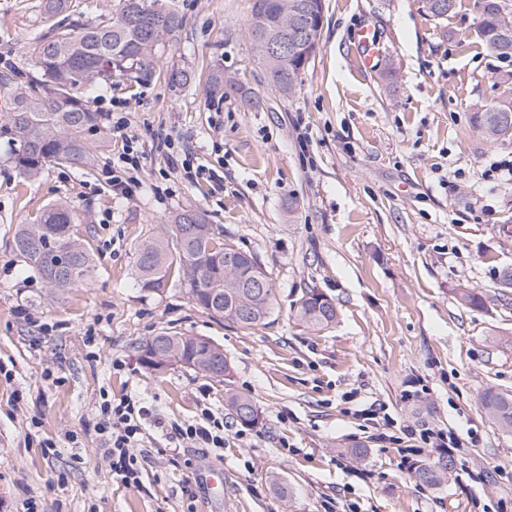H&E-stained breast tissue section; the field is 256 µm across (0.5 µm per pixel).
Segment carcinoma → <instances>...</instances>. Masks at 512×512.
<instances>
[{
  "instance_id": "carcinoma-1",
  "label": "carcinoma",
  "mask_w": 512,
  "mask_h": 512,
  "mask_svg": "<svg viewBox=\"0 0 512 512\" xmlns=\"http://www.w3.org/2000/svg\"><path fill=\"white\" fill-rule=\"evenodd\" d=\"M304 5L305 15L317 20L323 0H254L247 35L254 61L267 80L285 94L295 90L300 76L315 53L307 47L286 59H268L260 50L259 27L277 31L283 23V2ZM501 0H478L480 39L502 60L512 59V10L502 11ZM78 0H43V14L51 21L37 42L31 57V78L27 85L15 82L14 72L0 71V137L14 146L12 158L21 175L31 178L49 166H66L87 171L94 167L89 138L107 140L102 113L90 108L81 95L82 87L99 77H110L149 66L161 44L183 28V17L169 0H118L114 12L102 13L92 22L74 18ZM499 82L508 94L494 107L473 113L477 131L490 139L512 132V71L501 74ZM213 99L237 97L248 108L254 97L224 75L212 77L208 89ZM203 228L218 238L203 213L184 210L162 235L146 240L137 252V280L141 288L160 291L168 286V273L188 299L201 309L225 321L249 329L272 313L273 288H212L227 278L224 256L207 253L208 239L189 234L191 227ZM15 247L27 264L54 292L84 281L93 257L78 236L73 208L55 201L46 206L32 224H20ZM337 311L318 303L315 290L302 296L296 318L312 328L323 329L335 322ZM153 344L169 352V364L208 373L224 352L212 341L194 336L161 333L150 337ZM227 404L242 423L257 412L251 399L230 394ZM488 418L504 430H512V397L496 392L481 400ZM448 472L447 460L422 462L414 470L417 482L433 487Z\"/></svg>"
}]
</instances>
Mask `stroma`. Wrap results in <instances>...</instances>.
Returning a JSON list of instances; mask_svg holds the SVG:
<instances>
[{"label":"stroma","instance_id":"obj_1","mask_svg":"<svg viewBox=\"0 0 512 512\" xmlns=\"http://www.w3.org/2000/svg\"><path fill=\"white\" fill-rule=\"evenodd\" d=\"M185 25L141 80L89 85L97 112L126 103L124 135L95 144L85 175L50 166L23 178L0 137V512H512V431L485 414L487 391L512 395V186L482 179L512 159V135L489 140L471 115L502 95L506 63L477 36V0L444 19L424 0H325L316 52L292 94L254 62L253 0H174ZM370 27L384 54L362 68L352 38ZM42 0H0V70L17 84L44 33ZM183 69L187 84L174 85ZM260 105L209 98L214 72ZM141 152V190L113 195L104 176L125 137ZM161 137L206 177L173 172ZM75 208L94 253L81 284L53 293L14 247L18 225L54 201ZM194 209L225 241L257 257L274 290L249 329L193 304L181 288L136 280V252ZM331 298L334 324L294 316L309 289ZM482 297L460 300L462 290ZM161 332L210 339L224 381L147 369L139 346ZM249 396L257 424L228 392ZM139 396L146 423L139 484L112 469L99 405ZM372 419L361 417L363 409ZM224 422L222 455L186 447L170 428ZM460 442L450 478L420 485L396 437L404 429ZM212 466L224 485L208 491Z\"/></svg>","mask_w":512,"mask_h":512}]
</instances>
